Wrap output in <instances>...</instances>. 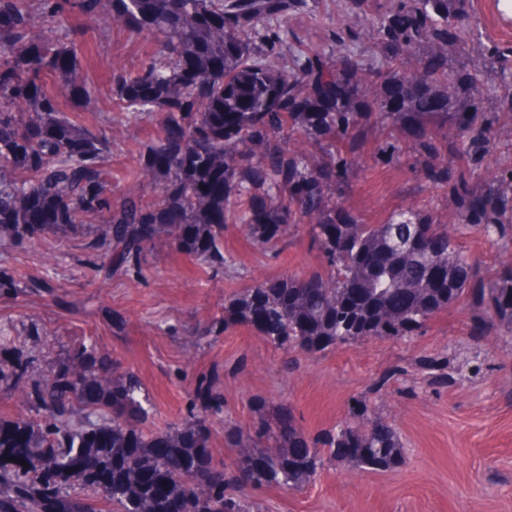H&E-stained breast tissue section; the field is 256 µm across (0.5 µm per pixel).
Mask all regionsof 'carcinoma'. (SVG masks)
<instances>
[{
  "instance_id": "1",
  "label": "carcinoma",
  "mask_w": 512,
  "mask_h": 512,
  "mask_svg": "<svg viewBox=\"0 0 512 512\" xmlns=\"http://www.w3.org/2000/svg\"><path fill=\"white\" fill-rule=\"evenodd\" d=\"M310 3L74 0L82 16L112 13L155 43L139 71L113 78L112 93L125 125L159 116L161 134L139 149L134 171L156 199L112 203L102 133L61 110V98H81L83 82L76 52L54 36L64 5L41 0L34 12L27 0H0V48H9L0 58V240L80 233L104 213L89 248L109 254L106 278L130 280L158 241L229 268L224 225H242L269 249L303 224L321 268L242 289L224 325L253 324L286 352H324L409 340L468 299L478 324L512 333V267L478 279L429 210L366 224L341 202L360 166L359 137L376 130L380 161H412L446 189L460 224L509 240L512 164L490 184L469 180L512 118V65L475 38L474 0H346L364 23L337 31L332 51L289 61L285 35ZM361 39L386 68L353 58L347 41ZM47 75L65 78L60 90ZM461 95L468 106L448 112ZM103 366L84 347L43 375L24 355L0 368V385L38 415H0V512H260L251 491H301L328 462L373 472L403 460L396 427L364 399L316 436L290 411L272 426L257 400L248 426L224 428L233 463L217 462L212 429L199 421L222 409L219 374L198 382L177 423L150 432L134 374ZM343 439L357 453L340 452Z\"/></svg>"
}]
</instances>
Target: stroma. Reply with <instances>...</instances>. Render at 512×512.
<instances>
[{
  "instance_id": "1",
  "label": "stroma",
  "mask_w": 512,
  "mask_h": 512,
  "mask_svg": "<svg viewBox=\"0 0 512 512\" xmlns=\"http://www.w3.org/2000/svg\"><path fill=\"white\" fill-rule=\"evenodd\" d=\"M340 2L320 0L316 23L297 15L289 47H328L343 20ZM475 12L484 42L512 49V17L498 0H475ZM56 35L76 47L87 90L62 109L106 137L110 199L133 191L153 195L127 173L139 144L159 135L158 117L147 113L138 123L118 124L112 101L114 75L136 72L149 41L126 25L75 15ZM360 158L343 202L365 223L442 205L444 190L422 179L410 161L378 162L371 142ZM98 230L94 223L79 235L43 233L24 249L0 246V272L15 278L14 286H0V328L28 350L36 370L95 343L137 377L153 404L145 426L159 430L180 420L199 377L225 368L224 410L212 417L210 442L219 461L233 454L224 442L225 421L247 425L258 397L270 416L291 409L312 435L342 421L362 398L398 428L405 446L398 468L353 473L329 463L303 491L257 492L263 512H512L511 334L475 326L463 303L411 341L374 339L307 355L276 349L247 324L207 334L204 324L223 317L232 292L320 266L306 228L292 230L283 251L263 252L240 225H227L224 251L236 261L229 269L200 264L162 241L147 250L145 276L137 282L104 280L100 253L85 247ZM448 233L482 278L512 265V245L460 231L455 222ZM116 314L123 328L113 326Z\"/></svg>"
}]
</instances>
